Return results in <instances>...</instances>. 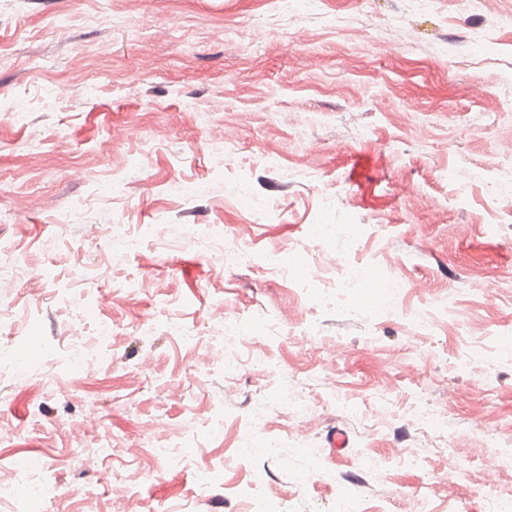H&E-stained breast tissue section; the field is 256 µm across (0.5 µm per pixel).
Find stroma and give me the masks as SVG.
I'll use <instances>...</instances> for the list:
<instances>
[{"label":"stroma","instance_id":"stroma-1","mask_svg":"<svg viewBox=\"0 0 512 512\" xmlns=\"http://www.w3.org/2000/svg\"><path fill=\"white\" fill-rule=\"evenodd\" d=\"M331 2L343 30L271 0H0V260L23 269L0 293V481L35 493L38 458L62 488L43 512H246L256 470L288 512L512 492V0ZM104 320L111 357L72 375ZM142 437L181 464L140 461ZM204 466L223 484L200 499Z\"/></svg>","mask_w":512,"mask_h":512}]
</instances>
